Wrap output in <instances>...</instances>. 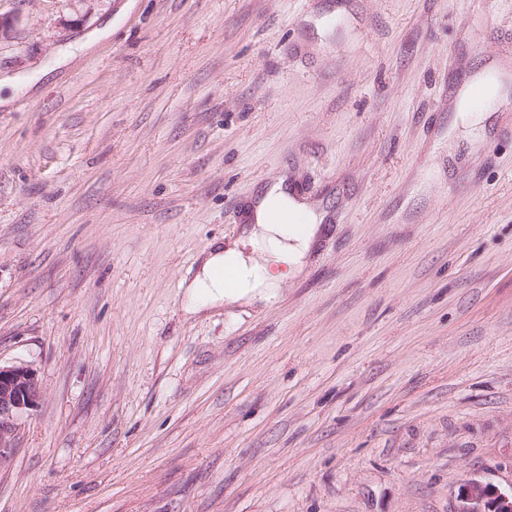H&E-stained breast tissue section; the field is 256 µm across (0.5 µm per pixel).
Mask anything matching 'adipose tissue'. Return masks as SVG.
<instances>
[{
    "instance_id": "1",
    "label": "adipose tissue",
    "mask_w": 512,
    "mask_h": 512,
    "mask_svg": "<svg viewBox=\"0 0 512 512\" xmlns=\"http://www.w3.org/2000/svg\"><path fill=\"white\" fill-rule=\"evenodd\" d=\"M294 207L295 202L281 184H273L257 208L256 222L246 239L229 244L214 242L204 257L196 276L186 287L189 302L186 313L201 307L221 304L263 303L274 301L282 284L302 269L304 258L318 229L316 215L298 229L278 223L274 205ZM230 268L237 274L233 286H225L221 270Z\"/></svg>"
}]
</instances>
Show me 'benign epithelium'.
I'll list each match as a JSON object with an SVG mask.
<instances>
[{"label":"benign epithelium","mask_w":512,"mask_h":512,"mask_svg":"<svg viewBox=\"0 0 512 512\" xmlns=\"http://www.w3.org/2000/svg\"><path fill=\"white\" fill-rule=\"evenodd\" d=\"M42 388L37 372L26 364H0V464L13 448L20 417L37 407ZM454 512H512V485L501 488L477 477L459 486Z\"/></svg>","instance_id":"7a95c632"}]
</instances>
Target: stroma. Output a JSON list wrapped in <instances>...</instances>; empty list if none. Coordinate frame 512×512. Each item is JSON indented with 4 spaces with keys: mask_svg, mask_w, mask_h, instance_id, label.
Returning a JSON list of instances; mask_svg holds the SVG:
<instances>
[{
    "mask_svg": "<svg viewBox=\"0 0 512 512\" xmlns=\"http://www.w3.org/2000/svg\"><path fill=\"white\" fill-rule=\"evenodd\" d=\"M0 512H454L512 485V0H0ZM268 305L186 284L273 180ZM42 388L30 365L0 363V464L13 448L20 417L37 407ZM454 512H512V485L501 488L477 477L459 486Z\"/></svg>",
    "mask_w": 512,
    "mask_h": 512,
    "instance_id": "35a3bbf8",
    "label": "stroma"
}]
</instances>
